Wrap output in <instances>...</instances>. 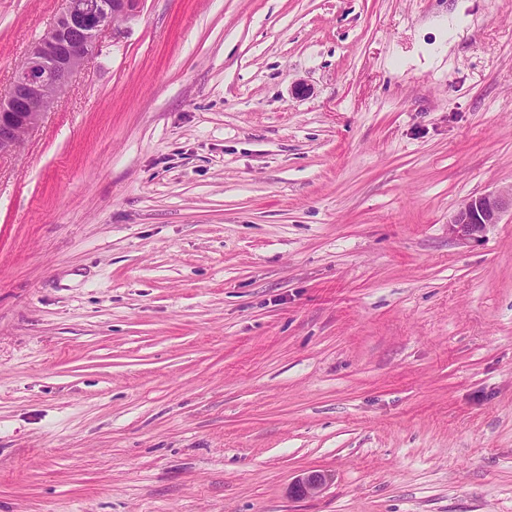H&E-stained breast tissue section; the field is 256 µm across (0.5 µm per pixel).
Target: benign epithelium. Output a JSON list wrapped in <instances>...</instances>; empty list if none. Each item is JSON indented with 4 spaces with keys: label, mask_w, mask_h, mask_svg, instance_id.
Here are the masks:
<instances>
[{
    "label": "benign epithelium",
    "mask_w": 512,
    "mask_h": 512,
    "mask_svg": "<svg viewBox=\"0 0 512 512\" xmlns=\"http://www.w3.org/2000/svg\"><path fill=\"white\" fill-rule=\"evenodd\" d=\"M52 25L13 72L7 92L0 93V156L17 153L40 124L57 95L69 85L100 46L104 32L140 12L142 0H63ZM512 210V191L471 195L462 200L449 224L460 237H475L500 223ZM330 475L311 470L297 476L291 493L299 498L321 492Z\"/></svg>",
    "instance_id": "1"
}]
</instances>
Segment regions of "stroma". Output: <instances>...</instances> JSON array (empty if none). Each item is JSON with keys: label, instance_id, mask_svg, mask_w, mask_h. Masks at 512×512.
Returning <instances> with one entry per match:
<instances>
[{"label": "stroma", "instance_id": "1", "mask_svg": "<svg viewBox=\"0 0 512 512\" xmlns=\"http://www.w3.org/2000/svg\"><path fill=\"white\" fill-rule=\"evenodd\" d=\"M511 187L512 0H144L0 157V512H512ZM509 209L512 212V189L474 194L462 200L448 224L457 236L475 237L487 226L500 223ZM330 481L331 477L327 472L311 470L297 476L290 491L296 497H307L324 490Z\"/></svg>", "mask_w": 512, "mask_h": 512}]
</instances>
